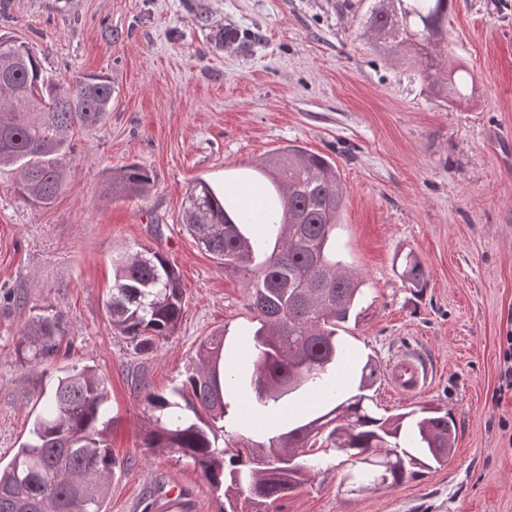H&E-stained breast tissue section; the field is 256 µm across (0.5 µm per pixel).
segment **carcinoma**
Instances as JSON below:
<instances>
[{
  "label": "carcinoma",
  "instance_id": "carcinoma-1",
  "mask_svg": "<svg viewBox=\"0 0 512 512\" xmlns=\"http://www.w3.org/2000/svg\"><path fill=\"white\" fill-rule=\"evenodd\" d=\"M453 0H371L362 35L396 53L417 48L421 74L448 102L466 96L469 73L443 66L448 11ZM115 93L102 72L60 83L44 73L25 42L0 35V168L16 175V192L48 207L65 190L74 161L75 135L101 124ZM251 181L258 200L233 202L234 184L217 193L200 180L188 188L181 215L187 233L226 270L252 275L248 307L255 322L248 351L224 363V335L209 336L193 367L168 394L144 390L147 448L174 451L194 465L216 492L219 512H271L311 483L322 460L343 455L358 465L345 480L361 488H395L448 464L458 439L455 417L423 406L395 416L378 412L368 394L377 364L367 360L353 394L311 418L297 413L261 441L222 447L217 433L233 421L230 396L241 379L259 414L282 402L326 394L331 374L345 359L338 331L364 295L362 273L336 258V226L347 189L336 162L298 144L280 147L256 164ZM112 195L144 198L154 177L132 162L106 178ZM277 228L280 244L263 255L264 235ZM112 294L106 311L112 329L139 351L174 335L183 315V289L171 262L140 247L112 259ZM400 276L426 285L419 259L400 257ZM62 318L38 315L19 342L36 364L60 345ZM104 378L91 366L72 365L57 377L46 409L9 467L0 469V512H103L115 461L107 444L110 418Z\"/></svg>",
  "mask_w": 512,
  "mask_h": 512
}]
</instances>
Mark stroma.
<instances>
[{"mask_svg":"<svg viewBox=\"0 0 512 512\" xmlns=\"http://www.w3.org/2000/svg\"><path fill=\"white\" fill-rule=\"evenodd\" d=\"M364 0H0V33L22 38L45 71L73 81L105 72L106 122L75 138L68 189L31 205L0 170V465L14 458L59 368L94 367L110 397L116 460L105 512H214L216 495L178 453L144 447L142 389L184 377L199 341L234 353L252 323L250 278L224 270L181 224L187 189L255 176L290 143L335 160L348 193L336 252L365 278L363 312L341 336L385 365L405 348L430 366L415 398L377 381L382 414L427 403L450 410L458 444L447 466L350 495L330 457L277 512H512V453L494 400L501 336L512 329V0H454L449 61L467 66V102L448 104L405 56L361 35ZM240 37L222 40L224 29ZM136 162L146 198L112 197L107 169ZM150 246L185 292L174 336L140 352L105 313L112 258ZM412 253L427 284L398 275ZM60 314L58 353L38 368L17 356L27 323Z\"/></svg>","mask_w":512,"mask_h":512,"instance_id":"35a3bbf8","label":"stroma"}]
</instances>
